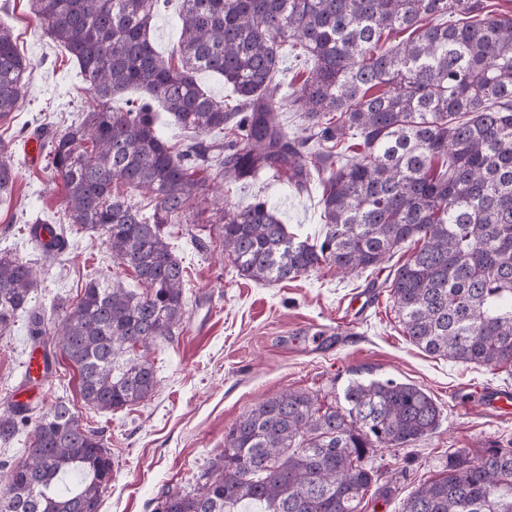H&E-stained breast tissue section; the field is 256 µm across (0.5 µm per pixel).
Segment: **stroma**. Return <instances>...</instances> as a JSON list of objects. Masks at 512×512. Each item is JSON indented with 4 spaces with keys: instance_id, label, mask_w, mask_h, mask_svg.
Returning <instances> with one entry per match:
<instances>
[{
    "instance_id": "stroma-1",
    "label": "stroma",
    "mask_w": 512,
    "mask_h": 512,
    "mask_svg": "<svg viewBox=\"0 0 512 512\" xmlns=\"http://www.w3.org/2000/svg\"><path fill=\"white\" fill-rule=\"evenodd\" d=\"M178 11L179 0H166L149 30L153 47L169 60L177 57ZM0 23L11 27L21 55L32 64L24 100L8 123H0V139L9 145L16 171L11 192L0 197V253L38 269L32 305L50 323L78 301L92 277L116 274L126 287L140 292L144 286L133 271L118 270L97 235L69 231L61 253L47 257L33 247L34 220L65 223L66 190L46 161H29L32 131L40 125L66 128L89 106L90 95L67 52L43 35L30 0H0ZM213 186L240 207L268 200L289 227L315 240L324 235L320 182L299 192L285 175L265 172ZM220 239L211 213L170 239L184 268L186 314L172 340L156 341L147 352L158 381L148 398L112 413L89 409L75 367L59 353L53 377L29 391L38 409L65 398L110 448L112 481L99 512H155L166 493L193 488L243 413L288 389L332 398L356 370L416 384L441 409L432 435L408 448L376 450L381 476L366 493L363 512H401L403 501L442 472L456 449L512 445V415L484 410L475 392L479 385L512 390V366L490 370L433 356L403 332L388 285L414 244L403 245L375 269L342 276L324 267L268 285L238 276ZM31 346L27 316L18 314L0 336V411L13 404L24 384Z\"/></svg>"
}]
</instances>
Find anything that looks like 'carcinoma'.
Segmentation results:
<instances>
[{
	"mask_svg": "<svg viewBox=\"0 0 512 512\" xmlns=\"http://www.w3.org/2000/svg\"><path fill=\"white\" fill-rule=\"evenodd\" d=\"M160 0H31L44 34L79 67L93 104L61 131L39 129L47 168L67 190L71 226L97 234L118 276L92 278L60 323L47 328L31 307V265L0 255V335L20 312L30 334L53 337L77 368L85 404L101 412L149 397L156 370L130 352L169 339L185 321L184 275L168 239L189 223L196 200L221 213L222 251L240 276L277 283L319 270L377 268L406 242L419 247L398 267L390 296L409 340L425 352L492 370L512 365V15L484 0H181L180 65L148 39ZM412 29L395 46L384 32ZM311 62L303 82L278 96L282 48ZM28 62L0 24V118L28 85ZM224 78L231 108L196 74ZM136 87L143 98L118 112L112 99ZM160 103L193 140L176 151L157 127ZM302 114L310 135L290 138L280 121ZM239 136L215 137L227 125ZM360 139L354 156L306 146ZM216 169L228 183L285 173L299 191L325 174L324 236L288 231L258 199L244 208L210 195ZM204 176H199V173ZM15 172L0 142V197ZM122 181L145 190L147 214L112 193ZM50 255L63 233L44 225ZM441 411L421 387L393 379L349 380L344 404L285 390L242 414L224 448L190 491L167 493L156 512H362L379 479L377 448H407L431 435ZM30 416L0 412V438ZM0 512H99L112 456L99 432L66 401L39 414L27 460L0 463ZM402 512H512V448H459L420 484Z\"/></svg>",
	"mask_w": 512,
	"mask_h": 512,
	"instance_id": "1",
	"label": "carcinoma"
}]
</instances>
